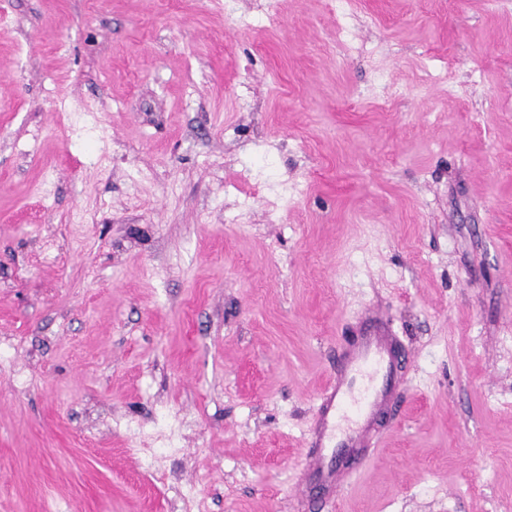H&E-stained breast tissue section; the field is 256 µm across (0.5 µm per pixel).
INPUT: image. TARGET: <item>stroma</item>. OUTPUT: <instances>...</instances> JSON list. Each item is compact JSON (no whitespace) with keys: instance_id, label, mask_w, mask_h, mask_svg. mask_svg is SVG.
I'll return each mask as SVG.
<instances>
[{"instance_id":"obj_1","label":"stroma","mask_w":512,"mask_h":512,"mask_svg":"<svg viewBox=\"0 0 512 512\" xmlns=\"http://www.w3.org/2000/svg\"><path fill=\"white\" fill-rule=\"evenodd\" d=\"M351 2L0 0V512H310L369 309L334 512H512V0ZM406 357L384 320L373 314L361 335L337 352L336 371L321 392L294 486L300 501L332 509L367 463L380 440L377 419L395 411Z\"/></svg>"}]
</instances>
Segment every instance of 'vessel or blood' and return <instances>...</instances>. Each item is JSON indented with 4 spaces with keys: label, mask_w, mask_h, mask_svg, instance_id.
Instances as JSON below:
<instances>
[{
    "label": "vessel or blood",
    "mask_w": 512,
    "mask_h": 512,
    "mask_svg": "<svg viewBox=\"0 0 512 512\" xmlns=\"http://www.w3.org/2000/svg\"><path fill=\"white\" fill-rule=\"evenodd\" d=\"M406 355L384 320L369 315L360 336L340 348L324 386L305 462L295 484L299 500L335 506L380 440L376 422L396 407Z\"/></svg>",
    "instance_id": "obj_1"
}]
</instances>
